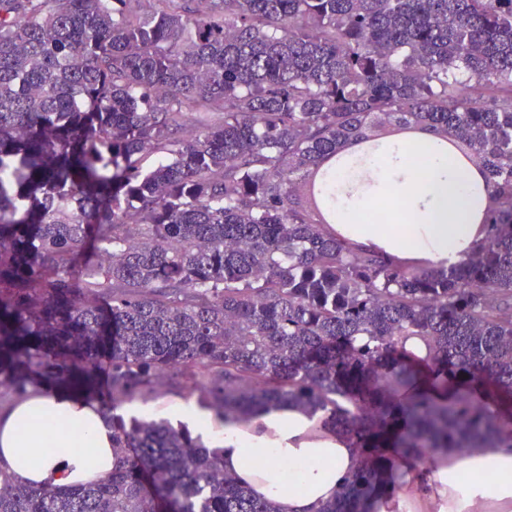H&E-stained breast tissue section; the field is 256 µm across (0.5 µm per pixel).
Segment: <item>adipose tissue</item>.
<instances>
[{
  "label": "adipose tissue",
  "mask_w": 512,
  "mask_h": 512,
  "mask_svg": "<svg viewBox=\"0 0 512 512\" xmlns=\"http://www.w3.org/2000/svg\"><path fill=\"white\" fill-rule=\"evenodd\" d=\"M472 176L449 167L433 151L426 177L404 162L402 150L337 167L328 193L348 224L351 241L417 255L437 267L459 264L481 240ZM399 200L410 216L403 228L364 224L361 214L377 198ZM172 419L206 447L220 451L224 470L270 500L281 512H317L357 465L345 440L320 417L293 406L259 412L250 423L220 420L177 398ZM265 463L253 477L247 462ZM115 463L112 426L97 402L60 389H29L0 408V471L34 487H60L107 479ZM389 512H512V448H482L438 455L422 496L389 501Z\"/></svg>",
  "instance_id": "ef3b65f1"
}]
</instances>
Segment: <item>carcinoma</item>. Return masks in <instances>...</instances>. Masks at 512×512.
<instances>
[{
    "instance_id": "cac0c4a2",
    "label": "carcinoma",
    "mask_w": 512,
    "mask_h": 512,
    "mask_svg": "<svg viewBox=\"0 0 512 512\" xmlns=\"http://www.w3.org/2000/svg\"><path fill=\"white\" fill-rule=\"evenodd\" d=\"M424 134L489 190L449 270L351 242L325 195L349 147L422 166ZM103 358L108 409L321 414L358 465L318 512L512 448V0H0V406L93 395ZM112 451L103 481L0 472V512H274L186 429L114 415Z\"/></svg>"
}]
</instances>
